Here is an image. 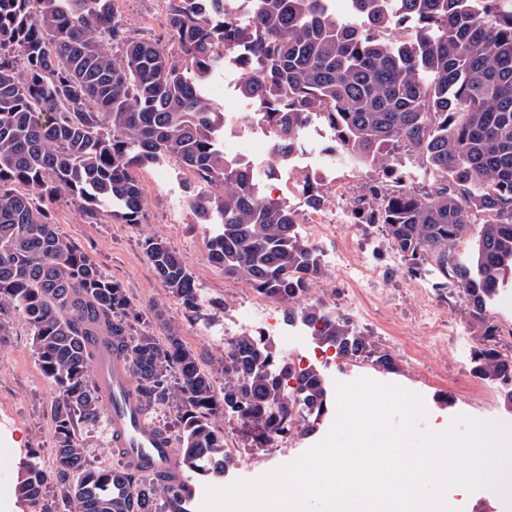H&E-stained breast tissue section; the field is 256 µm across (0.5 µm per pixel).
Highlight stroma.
<instances>
[{"instance_id":"obj_1","label":"stroma","mask_w":512,"mask_h":512,"mask_svg":"<svg viewBox=\"0 0 512 512\" xmlns=\"http://www.w3.org/2000/svg\"><path fill=\"white\" fill-rule=\"evenodd\" d=\"M168 2L118 0L117 9L136 33L156 38L167 34ZM138 177L143 188L144 223L132 226L110 219L88 224L77 206L64 199L49 202L53 221L62 235L119 281L136 304L164 302L179 336L195 351L201 367L212 374L216 388H223L224 328L246 322L253 292L248 285L225 278L223 270L210 262L207 241L211 227L200 223L186 203L191 176L179 161L163 158L140 170ZM148 234L164 237L193 273L202 301L197 314H184L156 277L142 249ZM345 244L351 249L349 262L327 269L324 278L313 285L312 295L343 311L353 330L368 334L377 346L394 355L398 368L389 372L364 358L356 370L343 360L325 372L327 385L353 381L357 371L363 370L378 381L411 389L423 397L430 411L424 422L428 429L436 421L458 414L512 423V407L504 402V390H496L493 403L482 408L468 401L467 385L475 378L472 356L479 338L456 293L441 295L424 281L404 278L400 256L377 227L341 225L337 236L320 241L318 248L337 251ZM364 266L377 268L379 273L378 288L371 294L353 290ZM425 298L442 319L443 337L436 342L420 321ZM0 323L6 327L5 335L0 336V512H30L15 492L22 476L20 465L33 456L46 474H53L58 392L39 367L22 315L10 308L0 310ZM333 421V416H326L311 435H291L274 449L254 447L234 418L217 416L216 425L246 449L249 464L205 479L192 478L195 498H203L206 487L252 480L293 461L319 443Z\"/></svg>"}]
</instances>
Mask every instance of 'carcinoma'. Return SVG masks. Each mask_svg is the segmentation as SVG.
Instances as JSON below:
<instances>
[{"label":"carcinoma","mask_w":512,"mask_h":512,"mask_svg":"<svg viewBox=\"0 0 512 512\" xmlns=\"http://www.w3.org/2000/svg\"><path fill=\"white\" fill-rule=\"evenodd\" d=\"M254 0L251 23L227 0H178L166 15L171 41L145 38L123 22L116 0H0V309L19 311L43 374L58 390L55 465L62 506L39 507L47 475L25 464L18 496L38 512H186L188 484L128 468L88 466L80 425L100 416L93 336L118 341L144 410H175L181 468L206 477L233 461L213 419L228 414L263 447L290 431L295 403L308 434L332 399L321 374L297 372L272 346L242 334L224 348V389L165 319L144 309L92 258L57 231L47 202L65 197L85 221L142 224L137 170L174 157L191 173L187 204L218 231L211 263L309 323L343 357L396 359L307 302L324 270L285 201L255 195L250 172L224 159V114L205 94L224 52L247 43L240 94L276 131L274 160L299 146L314 115L336 131L342 156L379 176L358 199L417 279L435 269L464 306L480 346L473 372L512 381L494 347L488 305L512 273V9L501 0ZM402 26L409 35L386 33ZM415 159L421 185L400 179ZM487 216L472 263L456 244L472 215ZM143 252L186 313L200 305L194 275L158 235ZM163 325L156 335L148 319ZM293 379L287 392L284 381Z\"/></svg>","instance_id":"1"}]
</instances>
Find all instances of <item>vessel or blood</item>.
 I'll return each mask as SVG.
<instances>
[{
	"label": "vessel or blood",
	"instance_id": "vessel-or-blood-1",
	"mask_svg": "<svg viewBox=\"0 0 512 512\" xmlns=\"http://www.w3.org/2000/svg\"><path fill=\"white\" fill-rule=\"evenodd\" d=\"M95 348V384L109 406L105 424L110 444L122 450L125 463L137 472L167 473L183 481L170 438L148 421L142 409L125 357L100 339Z\"/></svg>",
	"mask_w": 512,
	"mask_h": 512
}]
</instances>
